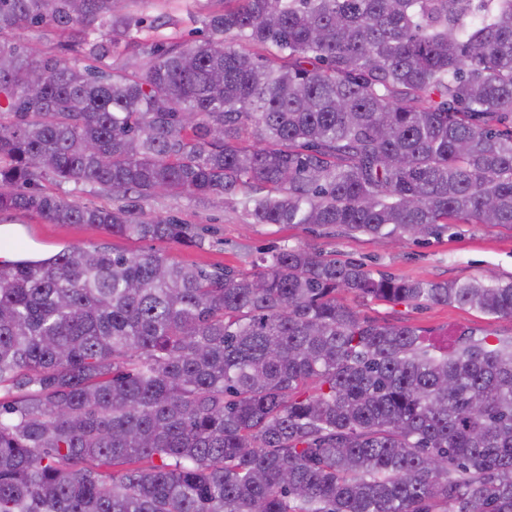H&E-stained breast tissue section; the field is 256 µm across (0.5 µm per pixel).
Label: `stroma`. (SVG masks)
<instances>
[{
  "instance_id": "1",
  "label": "stroma",
  "mask_w": 512,
  "mask_h": 512,
  "mask_svg": "<svg viewBox=\"0 0 512 512\" xmlns=\"http://www.w3.org/2000/svg\"><path fill=\"white\" fill-rule=\"evenodd\" d=\"M130 13L138 19L130 37L141 46L136 57L145 66L149 51L167 38L182 41L207 36L206 21L220 10L219 0H129ZM133 211L146 219L173 217L194 225L200 244L130 241L105 233L89 224H51L37 215L0 213V226H23L24 242L43 252L66 246L106 245L117 251L163 254L169 261L207 269L229 266L243 273L254 270L258 257L276 249L310 248L325 256L363 263L374 273L426 281L467 280L492 273L512 277V228L481 224L455 225L451 234L418 241L381 244L370 237H350L333 229L301 224H257L239 201L213 199L205 202L186 197L138 199ZM343 302L360 316L418 329L427 342L442 346L462 331L479 330L497 336H512V317H492L479 310L455 304H384L343 295Z\"/></svg>"
}]
</instances>
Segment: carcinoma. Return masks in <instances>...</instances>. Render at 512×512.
<instances>
[{"label": "carcinoma", "mask_w": 512, "mask_h": 512, "mask_svg": "<svg viewBox=\"0 0 512 512\" xmlns=\"http://www.w3.org/2000/svg\"><path fill=\"white\" fill-rule=\"evenodd\" d=\"M119 0H0V211L194 243L40 190L237 197L388 243L512 226V0H224L112 62ZM52 28L80 66L10 38ZM249 274L70 247L0 263V512H512V336L444 352L339 295L512 316V278L306 248Z\"/></svg>", "instance_id": "1"}]
</instances>
